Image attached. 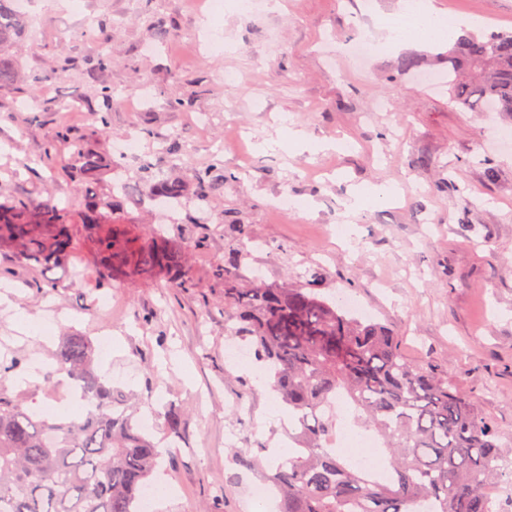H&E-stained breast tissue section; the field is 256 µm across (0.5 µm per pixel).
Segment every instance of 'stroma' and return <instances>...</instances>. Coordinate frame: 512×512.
Wrapping results in <instances>:
<instances>
[{"label":"stroma","instance_id":"obj_1","mask_svg":"<svg viewBox=\"0 0 512 512\" xmlns=\"http://www.w3.org/2000/svg\"><path fill=\"white\" fill-rule=\"evenodd\" d=\"M208 0H32L18 43L16 76L0 86V199L53 196L79 210L83 190L69 173L77 161L62 152L46 161L43 147L63 128L111 163L112 143L137 133L140 154L120 165L98 191L125 185L128 232L146 236L159 215L140 182L150 167L154 184L186 183L180 221L166 225L173 247L205 237L192 252L194 289L175 287L166 274L119 278L98 285L94 247L79 238L61 267H25L15 248L0 242V269L11 270L15 305L0 311V358L37 351L35 382L1 390L26 409L69 411L68 379L56 373L52 352L64 336L109 340L97 358L102 381L128 397L162 451L152 482L159 495L151 512H243V491L262 482V469L232 460L234 450L260 457L265 467L287 458V413L279 401L234 366L227 342L233 325L224 313V282L215 275L227 247L241 254V270H261L270 286L317 282L327 296L349 295L397 337L412 363L446 371L500 434L512 458V146L500 143L505 121L494 112H464L444 85L400 77L404 55L436 71L442 46H387L386 31L366 13L365 0H282L279 9L245 13L224 0V21L213 29ZM445 16L512 30V0H430ZM166 30L158 39L157 30ZM85 39H74L77 31ZM231 44L220 57H199L209 35ZM375 50L366 64L344 51L360 38ZM340 45L328 67L318 45ZM104 53L106 67L91 59ZM238 73L224 82L225 71ZM55 73L34 87L35 75ZM111 98L100 95L101 88ZM40 107L28 110L30 91ZM75 109L62 111V101ZM105 113L108 133L94 134ZM292 128L307 141L288 140ZM277 140L279 148L260 150ZM349 140L350 150L326 144ZM221 163L235 173L222 194L200 204L194 175ZM496 170L488 179L487 167ZM391 188L393 201L367 203L347 220L351 187ZM297 213L271 211L281 192ZM212 215L198 223L199 207ZM244 225L245 235L235 225ZM264 249H255V242ZM62 316L46 320L47 304ZM49 324L47 340L25 336V316ZM183 413L184 439L165 427L170 409Z\"/></svg>","mask_w":512,"mask_h":512}]
</instances>
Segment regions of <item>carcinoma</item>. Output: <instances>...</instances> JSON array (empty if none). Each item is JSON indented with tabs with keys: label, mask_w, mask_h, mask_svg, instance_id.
<instances>
[{
	"label": "carcinoma",
	"mask_w": 512,
	"mask_h": 512,
	"mask_svg": "<svg viewBox=\"0 0 512 512\" xmlns=\"http://www.w3.org/2000/svg\"><path fill=\"white\" fill-rule=\"evenodd\" d=\"M11 3L0 0V85L13 76L12 50L23 33ZM444 78L460 109L512 116V31L458 37L448 44ZM63 146L80 161L70 177L84 184L81 211L51 197L0 203V241L16 244L23 262L55 267L73 253L80 225L96 245L103 287H112L127 265L140 274L164 271L179 287H194L187 254L171 249L165 232L133 238L124 225L125 198L101 201L95 187L104 164L84 150L81 136L60 131L46 143L45 158ZM230 178L217 164L197 171L199 200L207 202ZM160 192L177 202L186 186L173 179ZM216 274L224 278V311L237 321L232 334L252 346L298 422L297 447L269 476L279 512H413L418 502L430 512H490L501 482L499 432L448 385V376L409 363L380 323L350 316L313 287L255 282L243 288L233 252ZM53 359L90 409L79 420L50 421L0 394V512H139V490L150 483L160 449L134 414L115 406L112 388L96 372L89 337H65ZM26 367L27 356L17 352L0 361V376ZM339 399L353 404L355 423L384 447V476L351 465L331 447Z\"/></svg>",
	"instance_id": "obj_1"
}]
</instances>
